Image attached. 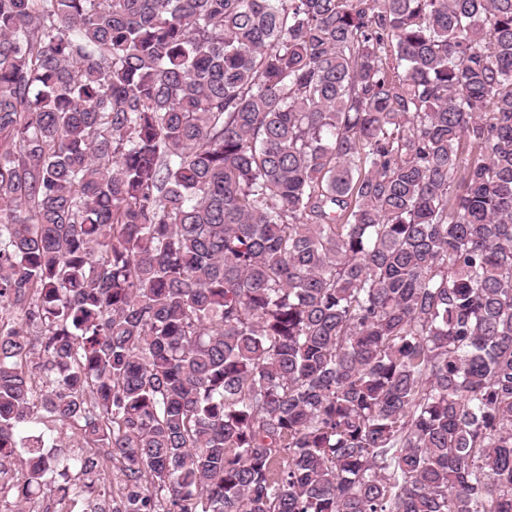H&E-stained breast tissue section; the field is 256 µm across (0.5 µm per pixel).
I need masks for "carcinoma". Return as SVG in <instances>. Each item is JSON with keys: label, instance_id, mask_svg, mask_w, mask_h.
<instances>
[{"label": "carcinoma", "instance_id": "cac0c4a2", "mask_svg": "<svg viewBox=\"0 0 512 512\" xmlns=\"http://www.w3.org/2000/svg\"><path fill=\"white\" fill-rule=\"evenodd\" d=\"M5 490L512 512V0H0Z\"/></svg>", "mask_w": 512, "mask_h": 512}]
</instances>
